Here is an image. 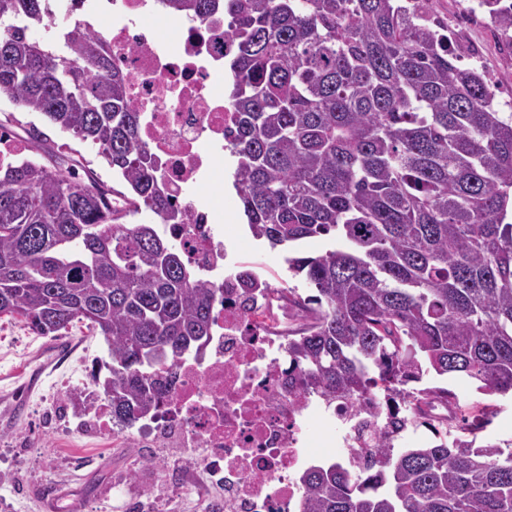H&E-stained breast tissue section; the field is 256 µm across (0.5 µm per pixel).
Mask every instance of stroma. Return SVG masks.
<instances>
[{
	"label": "stroma",
	"instance_id": "1",
	"mask_svg": "<svg viewBox=\"0 0 512 512\" xmlns=\"http://www.w3.org/2000/svg\"><path fill=\"white\" fill-rule=\"evenodd\" d=\"M467 0H433L432 11L447 24L453 45H478L476 60L486 72L497 98L512 102V55L496 49L487 17L463 23L459 16ZM224 239L244 253L253 270L274 287H292L303 296L310 285L291 278L279 250L255 240L247 226L242 205L230 183H223ZM67 355L49 367L38 357L44 337L34 334L24 322L0 318V504L12 512H115L114 486L147 479L154 449L128 444L113 451L106 436L91 432L82 448H73L74 421L66 413L70 400L89 378L93 363L107 359L102 336L77 324L62 336ZM42 369L41 384L34 391L24 388L26 376ZM20 394L25 411L20 418L6 413L8 396Z\"/></svg>",
	"mask_w": 512,
	"mask_h": 512
}]
</instances>
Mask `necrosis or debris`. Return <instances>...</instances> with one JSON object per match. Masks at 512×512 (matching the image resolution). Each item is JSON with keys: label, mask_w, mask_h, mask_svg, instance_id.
<instances>
[{"label": "necrosis or debris", "mask_w": 512, "mask_h": 512, "mask_svg": "<svg viewBox=\"0 0 512 512\" xmlns=\"http://www.w3.org/2000/svg\"><path fill=\"white\" fill-rule=\"evenodd\" d=\"M82 12L72 39L94 32L126 74L142 114L141 135L170 197L187 214L178 240L187 262L222 288L224 303L204 347L174 367V390L140 426L113 427V447L135 440L159 449L154 480L119 489L128 512H169L175 495L204 497L198 474L224 487L211 512H303L299 477L318 458L314 440L339 441L340 462L365 468L354 409L328 406L288 385L285 347L294 316L287 301L244 284L250 268L224 245V198L215 193L224 134L237 122L214 85L224 76L223 15L200 23L171 14L162 0H73ZM377 430L403 444L413 431L410 404L379 396Z\"/></svg>", "instance_id": "necrosis-or-debris-1"}]
</instances>
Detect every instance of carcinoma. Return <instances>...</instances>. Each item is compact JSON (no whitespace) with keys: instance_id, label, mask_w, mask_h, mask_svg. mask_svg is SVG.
Instances as JSON below:
<instances>
[{"instance_id":"cac0c4a2","label":"carcinoma","mask_w":512,"mask_h":512,"mask_svg":"<svg viewBox=\"0 0 512 512\" xmlns=\"http://www.w3.org/2000/svg\"><path fill=\"white\" fill-rule=\"evenodd\" d=\"M46 2L0 0V93L96 148L120 188L90 168L72 180L76 150L29 125L30 156L0 165V317L39 336L76 322L103 336L112 420L132 426L169 397L165 367L211 335L220 289L173 237L129 222L149 212L183 227L187 215L99 37H32ZM165 2L231 19L233 185L252 236L317 291L279 290L298 317L288 384L341 407L375 387L413 403L418 422L451 397L433 375L512 393V113L421 23L431 0ZM481 5L512 32L500 0ZM312 237L329 248L299 255ZM453 406L464 438L396 448L382 436L371 473L310 467L305 512H512V443L477 444L495 405Z\"/></svg>"}]
</instances>
